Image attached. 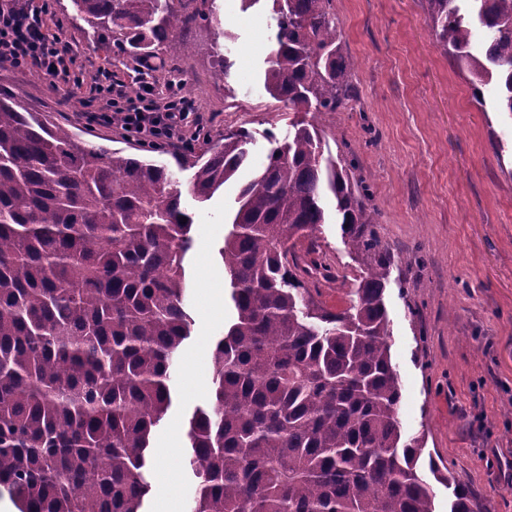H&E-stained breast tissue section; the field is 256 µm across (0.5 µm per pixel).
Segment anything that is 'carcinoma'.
I'll list each match as a JSON object with an SVG mask.
<instances>
[{
	"label": "carcinoma",
	"mask_w": 512,
	"mask_h": 512,
	"mask_svg": "<svg viewBox=\"0 0 512 512\" xmlns=\"http://www.w3.org/2000/svg\"><path fill=\"white\" fill-rule=\"evenodd\" d=\"M94 38L145 58L213 19L215 0H70ZM432 35L512 113V0H424ZM263 81L290 112H340L357 62L333 0H272ZM182 154L187 189L164 165L90 144L0 92V487L19 512H144L150 437L172 405L170 365L190 335L184 259L199 202L248 160L228 131ZM225 214L219 254L234 320L212 355L213 396L188 421L199 479L192 512H436L421 444L402 434L384 293L389 264L353 165L324 132L291 122ZM369 261L349 306L337 273L303 246L327 223ZM448 486V512H479Z\"/></svg>",
	"instance_id": "obj_1"
}]
</instances>
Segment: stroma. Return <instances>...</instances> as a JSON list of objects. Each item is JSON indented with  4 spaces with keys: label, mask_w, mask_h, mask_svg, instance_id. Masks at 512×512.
Returning a JSON list of instances; mask_svg holds the SVG:
<instances>
[{
    "label": "stroma",
    "mask_w": 512,
    "mask_h": 512,
    "mask_svg": "<svg viewBox=\"0 0 512 512\" xmlns=\"http://www.w3.org/2000/svg\"><path fill=\"white\" fill-rule=\"evenodd\" d=\"M44 2V18L76 56L84 87L68 98L35 70L2 68L0 90L83 139L164 164L188 182L192 172L176 158L188 148L204 152L203 139L188 148L176 141L143 148L122 132L88 128L80 99L93 78L108 73L132 91L139 64L97 48L55 0ZM333 5L341 47L359 63L354 97L346 111L309 118L339 149L353 150L354 176L376 211L373 230L390 261L385 302L403 434L421 437L423 456L474 491L483 512H512V114L498 111L491 83L476 104L471 76L437 45L422 0ZM275 28L270 0L247 10L241 0H215L213 22L184 36L199 53L171 45L153 74L158 91L180 83L212 137L244 127L255 142L251 166L208 201L183 198L194 214L185 259L190 335L170 368L173 405L152 433L145 512L192 510L188 420L211 400L212 351L234 316L219 254L224 214L264 163L268 136L287 138L293 118L263 85ZM219 32L232 61L223 83L214 79L209 52ZM316 242L338 273L322 300L345 307L364 263L339 225H322Z\"/></svg>",
    "instance_id": "35a3bbf8"
}]
</instances>
